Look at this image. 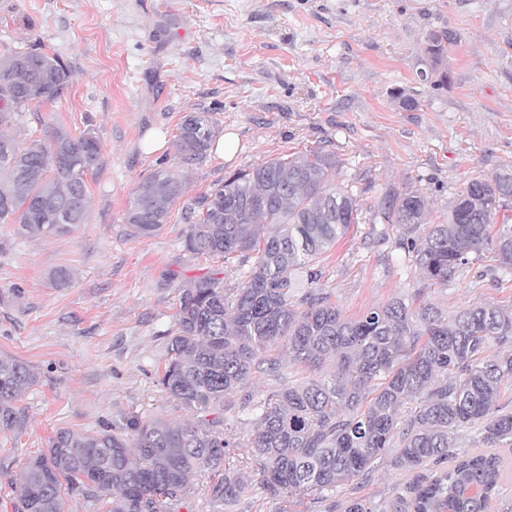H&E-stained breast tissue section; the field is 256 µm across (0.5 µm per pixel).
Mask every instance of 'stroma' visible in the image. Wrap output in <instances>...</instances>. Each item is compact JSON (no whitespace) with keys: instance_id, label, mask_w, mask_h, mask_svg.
Wrapping results in <instances>:
<instances>
[{"instance_id":"1","label":"stroma","mask_w":512,"mask_h":512,"mask_svg":"<svg viewBox=\"0 0 512 512\" xmlns=\"http://www.w3.org/2000/svg\"><path fill=\"white\" fill-rule=\"evenodd\" d=\"M442 32L451 36L444 87L421 76L423 41ZM33 46L68 63L72 82L55 102L30 105L13 134L94 129L104 165L88 180L86 223L68 236L29 238L0 224V355L37 376L21 402L24 428L0 434V512H13L28 462L58 429L190 417L158 383L178 287L220 267L232 288L248 268L188 253L177 216L131 234L129 196L159 161L183 166L194 199L260 160L332 150L336 181L363 213L316 264L347 316L417 288L448 314L480 302L512 312V280L474 268L422 287L375 216L396 188L425 192L442 219L467 181L512 170V0H0V54ZM398 89L417 109L399 107ZM192 111L212 113L217 135L235 137L233 156L212 150L181 165L177 125ZM62 266L75 276L58 288L51 274ZM253 422L238 407L225 416L234 467L246 466ZM417 476L381 462L336 490L274 498L254 479L233 512H345L354 499L394 512Z\"/></svg>"}]
</instances>
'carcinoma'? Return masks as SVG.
I'll list each match as a JSON object with an SVG mask.
<instances>
[{
  "mask_svg": "<svg viewBox=\"0 0 512 512\" xmlns=\"http://www.w3.org/2000/svg\"><path fill=\"white\" fill-rule=\"evenodd\" d=\"M437 85L448 82L443 37L421 48ZM72 70L40 48L0 56V129L33 103H52ZM215 122L190 112L178 127L184 163L202 160ZM102 165L90 130L62 125L44 142L25 146L0 133V224L27 237H62L86 223V176ZM336 155L321 149L266 159L218 183L184 211L186 250L194 255L252 260L235 288L216 270L180 288L175 331L168 337L159 384L193 419L133 421L124 431L59 429L28 465L13 512H64V496L109 498L108 512H173L208 476L212 512H224L245 492L248 476L229 466L237 447L224 433V413L240 406L256 414L251 468L271 497L333 491L386 458L400 469L433 466L407 488L405 512H490L503 480L495 453H451L459 433L482 424L490 448L512 447V413L498 398L512 383V313L492 303L451 315L420 292L390 299L347 317L321 287L316 258L359 223L356 195L336 183ZM185 177L159 166L134 188L124 221L146 236L167 223L184 197ZM512 198V173L471 180L448 203V215L427 222L424 192H392L380 212L396 227L402 250L427 286L448 287L456 272L492 254L490 272L512 273V224L495 223ZM279 348L306 375L265 396L248 386L275 373L268 353ZM36 382L23 361L0 356V432L24 425L18 403ZM415 409L405 422L400 411Z\"/></svg>",
  "mask_w": 512,
  "mask_h": 512,
  "instance_id": "1",
  "label": "carcinoma"
}]
</instances>
